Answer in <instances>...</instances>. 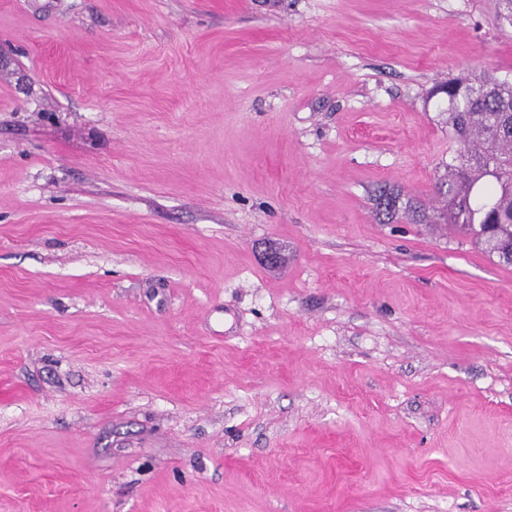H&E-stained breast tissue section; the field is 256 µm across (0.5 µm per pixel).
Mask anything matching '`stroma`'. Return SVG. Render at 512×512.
<instances>
[{"label":"stroma","instance_id":"35a3bbf8","mask_svg":"<svg viewBox=\"0 0 512 512\" xmlns=\"http://www.w3.org/2000/svg\"><path fill=\"white\" fill-rule=\"evenodd\" d=\"M502 12L0 0V512H512V265L416 216Z\"/></svg>","mask_w":512,"mask_h":512}]
</instances>
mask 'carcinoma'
Masks as SVG:
<instances>
[{
    "label": "carcinoma",
    "instance_id": "1",
    "mask_svg": "<svg viewBox=\"0 0 512 512\" xmlns=\"http://www.w3.org/2000/svg\"><path fill=\"white\" fill-rule=\"evenodd\" d=\"M432 94L446 97L448 130L464 157L446 165L435 183L440 218L512 264V83L486 72L452 78ZM398 201L383 190L377 209L390 218Z\"/></svg>",
    "mask_w": 512,
    "mask_h": 512
}]
</instances>
